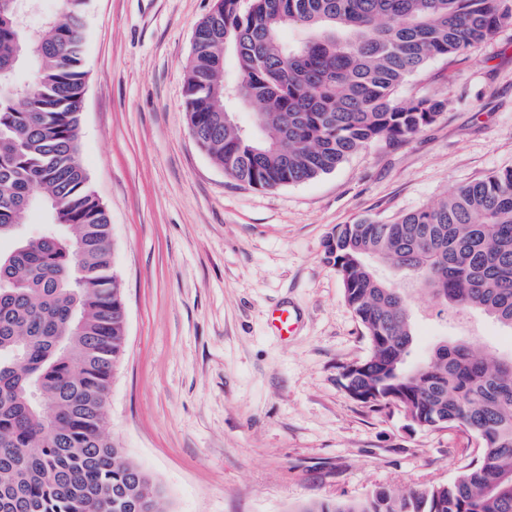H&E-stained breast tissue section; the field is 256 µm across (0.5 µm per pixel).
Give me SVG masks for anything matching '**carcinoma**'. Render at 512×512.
Instances as JSON below:
<instances>
[{
  "label": "carcinoma",
  "instance_id": "1",
  "mask_svg": "<svg viewBox=\"0 0 512 512\" xmlns=\"http://www.w3.org/2000/svg\"><path fill=\"white\" fill-rule=\"evenodd\" d=\"M90 0L31 35L0 0V512H161L160 490L103 434L125 338L108 214L79 158ZM512 26L507 0H223L196 28L184 112L225 175L275 189L333 172L353 153L432 125L445 102L395 99L435 58ZM299 27L292 41L285 30ZM26 59L29 84L14 81ZM247 112L246 127L224 112ZM47 221L18 234L30 208ZM370 346L344 388L393 403L419 429H459L476 459L456 478L299 512H512V358L457 340L406 366L416 341L394 269L456 312L512 332V168L381 222L338 224L325 243ZM88 273L81 285L76 266Z\"/></svg>",
  "mask_w": 512,
  "mask_h": 512
}]
</instances>
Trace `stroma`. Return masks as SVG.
Here are the masks:
<instances>
[{
    "label": "stroma",
    "mask_w": 512,
    "mask_h": 512,
    "mask_svg": "<svg viewBox=\"0 0 512 512\" xmlns=\"http://www.w3.org/2000/svg\"><path fill=\"white\" fill-rule=\"evenodd\" d=\"M214 0H92L81 160L111 224L125 341L105 436L160 489L167 512H298L312 501L453 480L475 457L457 429L411 427L343 387L369 353L324 242L387 222L512 167V26L430 61L395 97L444 99L415 137L376 142L333 172L275 190L227 177L190 134L185 67ZM409 289L412 362L441 340L512 355V332L473 311L443 320ZM298 318L269 326L274 308Z\"/></svg>",
    "instance_id": "1"
}]
</instances>
